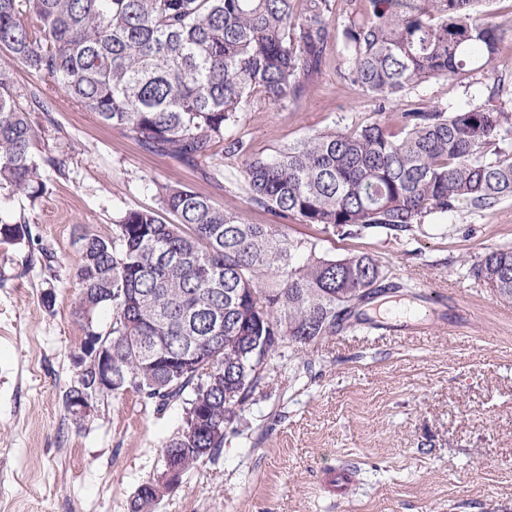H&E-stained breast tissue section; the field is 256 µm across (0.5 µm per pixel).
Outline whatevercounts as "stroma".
Returning <instances> with one entry per match:
<instances>
[{
    "mask_svg": "<svg viewBox=\"0 0 512 512\" xmlns=\"http://www.w3.org/2000/svg\"><path fill=\"white\" fill-rule=\"evenodd\" d=\"M490 10L506 34L486 69L429 79L397 97L394 111L424 101L512 110V0H492ZM347 68L334 44L302 98L255 100L235 128L248 153L271 156L315 132L375 120L374 101ZM0 69L10 70L42 152L67 161L65 174L43 170L37 199L0 184V223L31 231L0 241V512H129L139 486L162 469L184 414L109 392L93 394L81 420L67 411L88 332L112 331L111 308L89 320L78 310V236L112 237L130 209L162 211L168 187L190 188L254 224L274 218L249 205L244 157L223 145L189 163L149 152L1 50ZM215 168L222 179H211ZM287 231L323 254L379 259L414 285L400 302L419 308L428 330L364 325L310 345L303 365L255 393L239 436L156 512H512V298L466 268L512 246V200L430 214L402 240L332 235L296 219ZM339 466L355 471L341 501L324 485Z\"/></svg>",
    "mask_w": 512,
    "mask_h": 512,
    "instance_id": "stroma-1",
    "label": "stroma"
}]
</instances>
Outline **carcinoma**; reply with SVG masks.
I'll list each match as a JSON object with an SVG mask.
<instances>
[{
    "instance_id": "1",
    "label": "carcinoma",
    "mask_w": 512,
    "mask_h": 512,
    "mask_svg": "<svg viewBox=\"0 0 512 512\" xmlns=\"http://www.w3.org/2000/svg\"><path fill=\"white\" fill-rule=\"evenodd\" d=\"M341 37L345 77L377 103L378 119L316 132L271 157L250 156L231 133L256 97H303L325 65L335 0H0V49L57 83L108 126L177 161L215 145L244 155L250 204L330 234L414 232L431 213L512 199V114L433 104L386 115L400 93L431 78L488 65L500 28L491 0H352ZM39 132L0 70V183L29 198L41 171L66 160L42 154ZM167 216L129 210L115 235L81 236L74 272L86 317L112 306L111 392L136 393L184 426L164 466L182 477L239 433L260 386L303 347L364 321L384 295L407 293L366 253L319 256L283 224H251L189 188L166 191ZM29 235L0 224V238ZM468 275L512 297V247L491 250ZM85 366L75 397L103 392ZM168 483L141 484L130 512H149Z\"/></svg>"
}]
</instances>
